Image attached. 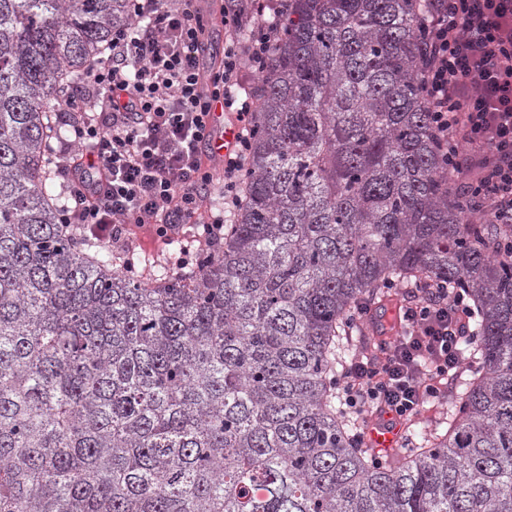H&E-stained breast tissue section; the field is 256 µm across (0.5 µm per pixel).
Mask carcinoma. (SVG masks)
Listing matches in <instances>:
<instances>
[{
	"label": "carcinoma",
	"instance_id": "1",
	"mask_svg": "<svg viewBox=\"0 0 512 512\" xmlns=\"http://www.w3.org/2000/svg\"><path fill=\"white\" fill-rule=\"evenodd\" d=\"M127 0H0V512H512V224L453 190L416 0H288L244 205L180 273L59 222L56 111ZM465 289L473 362L388 464L335 403L349 315Z\"/></svg>",
	"mask_w": 512,
	"mask_h": 512
}]
</instances>
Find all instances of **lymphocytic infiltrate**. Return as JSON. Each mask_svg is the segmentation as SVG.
<instances>
[{
	"mask_svg": "<svg viewBox=\"0 0 512 512\" xmlns=\"http://www.w3.org/2000/svg\"><path fill=\"white\" fill-rule=\"evenodd\" d=\"M427 62L420 74L440 141L454 139L476 191L495 220L512 219V0H420ZM225 10L224 65L203 77L199 41L207 22L193 0H128L133 26L117 28L105 61L88 68L79 93L63 106L66 135L58 154L66 203L63 223L123 244L149 228L177 244L175 268L197 264L223 240L241 208L254 103L240 82L243 68L263 71L279 34L266 26L240 45L235 34L251 8ZM223 101L241 126L224 161V206L200 208L212 173L199 150L211 104ZM472 316L465 291L433 286L398 309L406 332L358 357L335 379L344 404L365 415L406 420L447 395L464 360Z\"/></svg>",
	"mask_w": 512,
	"mask_h": 512,
	"instance_id": "lymphocytic-infiltrate-1",
	"label": "lymphocytic infiltrate"
}]
</instances>
